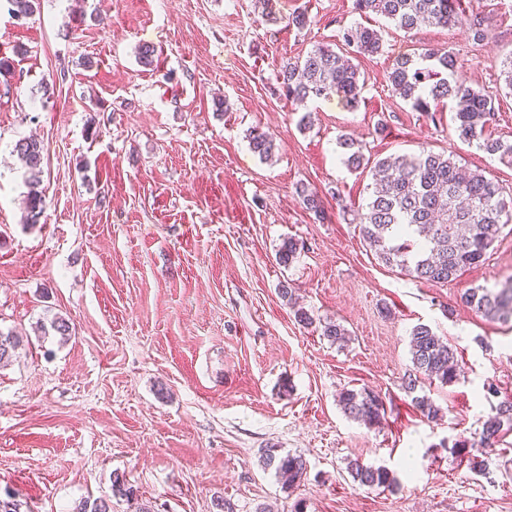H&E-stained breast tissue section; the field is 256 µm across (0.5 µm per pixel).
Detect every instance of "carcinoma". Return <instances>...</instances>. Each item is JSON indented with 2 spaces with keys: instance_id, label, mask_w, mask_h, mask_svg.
Segmentation results:
<instances>
[{
  "instance_id": "cac0c4a2",
  "label": "carcinoma",
  "mask_w": 512,
  "mask_h": 512,
  "mask_svg": "<svg viewBox=\"0 0 512 512\" xmlns=\"http://www.w3.org/2000/svg\"><path fill=\"white\" fill-rule=\"evenodd\" d=\"M268 20L303 30L312 20L300 9L285 17H275L264 0ZM355 10L391 22L397 29L411 31L422 25L459 27L471 33L476 43L484 41L496 25L492 14H474L462 0H355ZM341 41L363 55L382 51L379 32L371 27L345 29ZM276 81L285 97L296 103L325 98L335 93L350 107L361 101L360 71L346 55L328 45L314 47L304 57L286 58L276 71ZM392 94L411 103L417 112H427L431 104L451 100L458 138L502 161L512 162V141L492 138L486 128L494 120L497 95L471 86L457 60L433 48L395 60L388 73ZM251 150L263 160L272 159L276 145L270 134L250 130ZM342 161L352 171L369 172L372 183L365 213L360 215L361 234L368 247L384 265L430 284L445 285L466 270L485 261L488 250L499 238L504 225L512 223V200L506 201L500 185L479 171L462 169L453 157L425 147L412 154L390 155L372 161L351 137L337 141ZM14 151L29 168L30 190L26 199V221L38 224L46 212L45 196L38 189L43 147L32 138H22ZM298 243L284 240L276 252L278 264L287 267L297 258ZM464 302L476 313L491 320L512 319V285L499 290L472 288ZM322 336L333 343L343 341L347 330L334 321L321 328ZM20 346L13 332L0 330V363L11 360ZM411 368L402 377V387L416 392L421 380H437L443 385L456 382L460 366L455 349L428 325L418 324L410 334ZM346 414L369 426L384 419L383 403L371 391L346 390L339 396ZM414 404L429 422L443 417L441 407L429 397L416 396ZM512 430V401L499 403L495 415L482 425L480 445L493 450ZM264 467L275 470L285 489H293L306 474L300 455H281L271 448L263 451ZM353 482L367 487H391L395 478L384 467H374L354 459L348 464Z\"/></svg>"
}]
</instances>
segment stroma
Masks as SVG:
<instances>
[{"label":"stroma","instance_id":"1","mask_svg":"<svg viewBox=\"0 0 512 512\" xmlns=\"http://www.w3.org/2000/svg\"><path fill=\"white\" fill-rule=\"evenodd\" d=\"M464 4L496 15L483 42L460 28L405 32L360 17L354 0H270L281 17L307 10L300 31L262 20L256 0H36L20 20L0 0V57L13 62L0 77V329L23 339L0 367V499L31 512L95 499L112 512H219V497L235 512H512V433L480 469L451 450L478 441L512 399V321L461 300L512 280V224L455 281H416L365 244L370 178L337 146L351 137L373 159L426 147L512 193V163L458 140L450 105L417 112L388 88L396 58L445 49L473 87L499 91L489 132L512 140L500 66L512 0ZM357 23L383 39L357 58L358 107L336 95L294 106L274 76L282 58L336 45ZM142 44L156 48L154 67L140 65ZM254 127L273 137L271 161L252 152ZM31 135L44 146L47 203L33 225L14 151ZM303 187L322 215L305 208ZM289 237L302 248L284 267L275 254ZM299 306L313 325L298 322ZM56 316L68 340L40 335ZM329 320L347 343L322 336ZM420 323L463 369L452 385L418 386L444 412L436 423L401 387ZM347 389L382 398L380 425L343 412ZM267 448L305 459L297 488L262 466ZM353 459L385 467L396 487L354 484ZM117 479L132 497L115 494Z\"/></svg>","mask_w":512,"mask_h":512}]
</instances>
